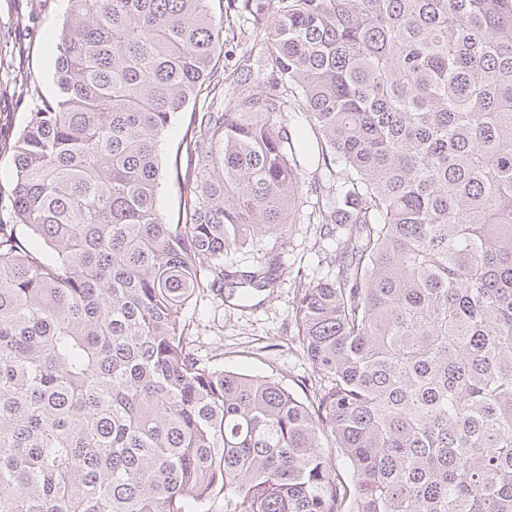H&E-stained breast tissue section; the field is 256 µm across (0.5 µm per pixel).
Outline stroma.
Segmentation results:
<instances>
[{"mask_svg":"<svg viewBox=\"0 0 512 512\" xmlns=\"http://www.w3.org/2000/svg\"><path fill=\"white\" fill-rule=\"evenodd\" d=\"M68 0H0V141L12 140L40 100L56 93L55 61ZM26 82L12 81L13 73ZM191 120L190 110L176 114L160 142L167 166L158 193V206L169 222H176L183 190L173 164ZM336 253V239L317 224H294L286 243L258 236L244 247L228 252L224 263L249 267L276 260L282 270L273 293H259L241 308L205 296L191 303L186 316L191 336L203 357H219L225 369L270 377L284 388L301 393L313 367L291 336L293 279L303 275L316 281L326 276V260Z\"/></svg>","mask_w":512,"mask_h":512,"instance_id":"35a3bbf8","label":"stroma"}]
</instances>
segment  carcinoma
I'll use <instances>...</instances> for the list:
<instances>
[{
	"instance_id": "1",
	"label": "carcinoma",
	"mask_w": 512,
	"mask_h": 512,
	"mask_svg": "<svg viewBox=\"0 0 512 512\" xmlns=\"http://www.w3.org/2000/svg\"><path fill=\"white\" fill-rule=\"evenodd\" d=\"M0 201V512H512V0H68ZM183 141V220L157 207ZM291 112L324 172L305 181ZM321 224L300 398L201 358L224 254ZM346 468L336 467V455ZM195 111H198V102L195 107L191 103L182 112L176 114L160 142V153L167 169L161 180L157 202L161 212L170 223H176L183 203L182 186L175 175L173 164L189 126L191 112ZM181 153H183L182 146L178 151V159ZM303 112H294L290 113L289 115L293 119V122H295L298 126H300L304 133V139L306 148L309 151V162L306 167V176L311 179L313 175L317 177L322 173L321 168V158L319 160L317 149L315 148V137L314 133L309 127V124L307 123L304 115H302ZM319 165L318 170L316 171L317 167Z\"/></svg>"
}]
</instances>
